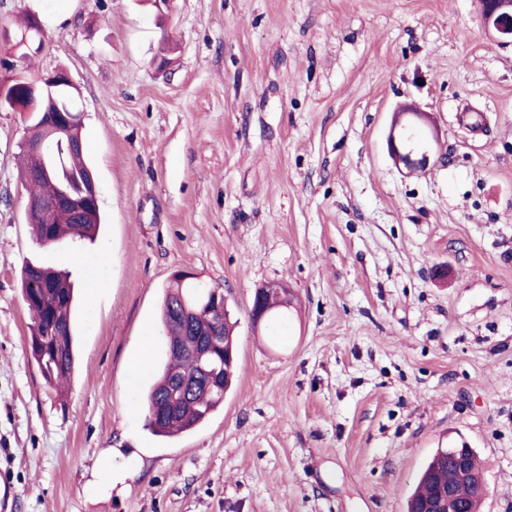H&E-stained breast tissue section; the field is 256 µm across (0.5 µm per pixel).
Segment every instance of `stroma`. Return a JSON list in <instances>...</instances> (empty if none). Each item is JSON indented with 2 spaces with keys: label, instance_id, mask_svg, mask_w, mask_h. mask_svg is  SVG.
<instances>
[{
  "label": "stroma",
  "instance_id": "obj_1",
  "mask_svg": "<svg viewBox=\"0 0 512 512\" xmlns=\"http://www.w3.org/2000/svg\"><path fill=\"white\" fill-rule=\"evenodd\" d=\"M27 11L46 33L28 75L69 71L104 227L36 243L18 173L34 117L0 108L4 512H405L461 445L479 512H512V47L478 0H0V32ZM400 103L438 129L422 175L387 152ZM28 262L81 290L63 395L27 348ZM183 270L224 290L236 383L170 440L132 364L164 359ZM271 282L292 307L253 324Z\"/></svg>",
  "mask_w": 512,
  "mask_h": 512
}]
</instances>
